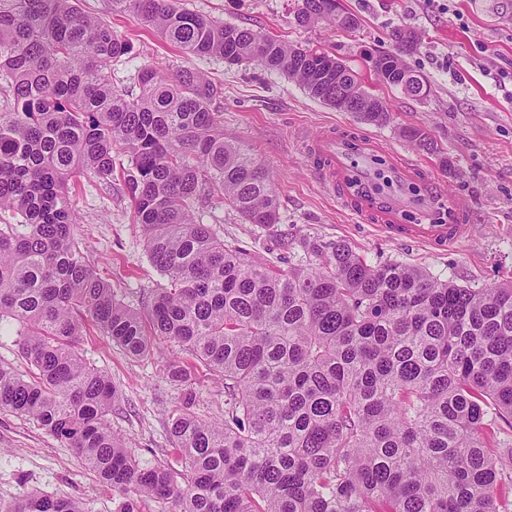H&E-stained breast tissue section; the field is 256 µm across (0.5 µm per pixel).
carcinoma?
Masks as SVG:
<instances>
[{
	"label": "carcinoma",
	"instance_id": "cac0c4a2",
	"mask_svg": "<svg viewBox=\"0 0 512 512\" xmlns=\"http://www.w3.org/2000/svg\"><path fill=\"white\" fill-rule=\"evenodd\" d=\"M78 0H0V333L18 336L24 377L0 366V409L72 448L98 479L167 512H512V281L470 288L399 262L372 265L344 241L303 240L308 264L284 274L224 245L196 217L218 195L245 224L277 223L267 169L224 140L222 88L184 67L171 79L137 68L138 94L112 84L130 53L112 22ZM190 57L243 61L284 73L336 108L358 73L321 49L226 25L181 0H113ZM339 0H301V25L353 30ZM368 56L380 82L422 76L399 54ZM358 112L382 125L390 112ZM128 157L124 194L151 262L167 279L148 316L119 302L75 244L69 185L91 175L112 190V151ZM128 357L163 343L224 380V421L184 409L170 435L185 473L143 467L108 416L110 378L78 343L87 323ZM169 380L190 373L166 364ZM0 512H86L81 501L33 493Z\"/></svg>",
	"mask_w": 512,
	"mask_h": 512
}]
</instances>
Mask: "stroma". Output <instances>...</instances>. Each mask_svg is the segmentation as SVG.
<instances>
[{"label": "stroma", "instance_id": "35a3bbf8", "mask_svg": "<svg viewBox=\"0 0 512 512\" xmlns=\"http://www.w3.org/2000/svg\"><path fill=\"white\" fill-rule=\"evenodd\" d=\"M359 19L355 32L319 23L298 26V0H187L189 8L224 23L280 36L305 48H321L358 72L365 88L382 98L391 112L382 125L361 121L311 97L297 82L253 62L226 64L217 58H190L161 40L130 13L112 10L110 0H80L91 14L108 18L127 35L131 52L112 65L117 89L131 87L137 66L151 63L167 73L183 67L204 71L220 85L217 107L224 138L249 148L269 172L277 195L279 221L265 227L242 223L219 197L199 210L225 245L288 271L300 263L302 239L344 241L370 264L400 262L461 286L489 288L512 280V82L499 84L494 73L512 72V0H451L450 12L427 8L423 0H341ZM414 30L419 40L407 63L431 85L420 99L384 86L367 63L370 53L392 48L395 28ZM328 125L383 139L396 151L426 164L429 184L441 206L436 222L448 220L446 203L455 196L468 204L469 237L450 247L405 241L383 233L353 215L325 185L317 164L297 145ZM407 127L422 129L434 151L410 144ZM452 165L443 168L438 158ZM72 204L79 216L75 240L117 300L146 310L155 289L167 284L150 261L142 228L129 199L105 191L95 179L76 185ZM79 351L116 386L119 400L109 423L132 448L141 465L167 463L183 470L169 434L170 420L193 395V411L202 418L224 419V386L201 365H190L189 391L170 383L165 362L180 355L175 345L144 359L125 356L94 326H87ZM40 491L80 499L89 512H121L124 497L101 483L75 452L36 423L0 409V502L7 504Z\"/></svg>", "mask_w": 512, "mask_h": 512}]
</instances>
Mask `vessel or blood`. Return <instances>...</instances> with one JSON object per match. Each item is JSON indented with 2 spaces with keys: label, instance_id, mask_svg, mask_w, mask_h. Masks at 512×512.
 Returning a JSON list of instances; mask_svg holds the SVG:
<instances>
[{
  "label": "vessel or blood",
  "instance_id": "vessel-or-blood-1",
  "mask_svg": "<svg viewBox=\"0 0 512 512\" xmlns=\"http://www.w3.org/2000/svg\"><path fill=\"white\" fill-rule=\"evenodd\" d=\"M304 150L310 157L321 162L326 182L349 211L370 217L372 223L378 224L390 235L450 246L466 234V203L460 198L448 201V223L439 224L429 219L416 224L405 222L404 216L408 211H429L436 200L429 195L418 200L404 193V186L421 182L425 171L418 163L390 151L382 140L370 137L357 144L350 136L326 127L317 137L305 140ZM380 156L389 157L401 185L399 191L384 192L377 189L371 163Z\"/></svg>",
  "mask_w": 512,
  "mask_h": 512
}]
</instances>
